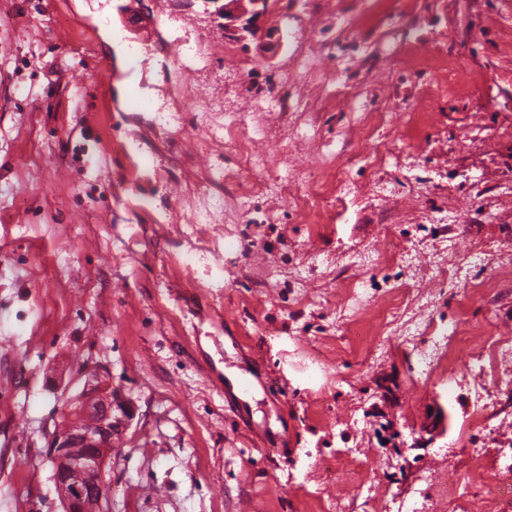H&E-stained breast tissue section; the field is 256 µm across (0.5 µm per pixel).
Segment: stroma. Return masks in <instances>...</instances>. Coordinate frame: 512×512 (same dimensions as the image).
I'll return each instance as SVG.
<instances>
[{
	"mask_svg": "<svg viewBox=\"0 0 512 512\" xmlns=\"http://www.w3.org/2000/svg\"><path fill=\"white\" fill-rule=\"evenodd\" d=\"M155 2L0 0V512L96 362L107 512H512V0ZM205 6H213V14L221 20L224 36L232 41H246L258 32L280 45L283 34L280 28L267 26L270 0H202Z\"/></svg>",
	"mask_w": 512,
	"mask_h": 512,
	"instance_id": "obj_1",
	"label": "stroma"
}]
</instances>
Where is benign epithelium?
Wrapping results in <instances>:
<instances>
[{
	"mask_svg": "<svg viewBox=\"0 0 512 512\" xmlns=\"http://www.w3.org/2000/svg\"><path fill=\"white\" fill-rule=\"evenodd\" d=\"M214 7L213 14L223 20L224 36L246 41L261 32L281 44L280 28L267 25L270 0H202ZM82 388L64 394L60 420L47 433L46 458L52 465L62 512H105L103 490L112 448L125 439L123 428L129 420L130 406L112 390V383L98 370L79 372ZM87 477L85 485L73 484L74 476Z\"/></svg>",
	"mask_w": 512,
	"mask_h": 512,
	"instance_id": "benign-epithelium-1",
	"label": "benign epithelium"
}]
</instances>
